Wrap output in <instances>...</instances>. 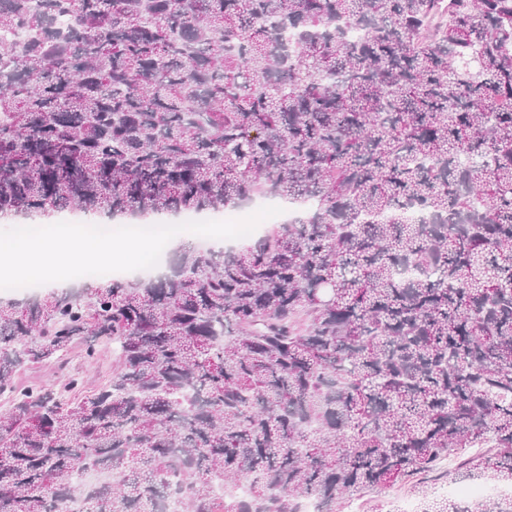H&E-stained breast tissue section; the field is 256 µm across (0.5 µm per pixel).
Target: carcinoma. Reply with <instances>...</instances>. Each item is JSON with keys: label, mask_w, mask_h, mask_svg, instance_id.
Wrapping results in <instances>:
<instances>
[{"label": "carcinoma", "mask_w": 512, "mask_h": 512, "mask_svg": "<svg viewBox=\"0 0 512 512\" xmlns=\"http://www.w3.org/2000/svg\"><path fill=\"white\" fill-rule=\"evenodd\" d=\"M0 67V217L315 202L0 301V512H337L450 457L512 486V0H0ZM77 341L101 387L17 383Z\"/></svg>", "instance_id": "obj_1"}]
</instances>
